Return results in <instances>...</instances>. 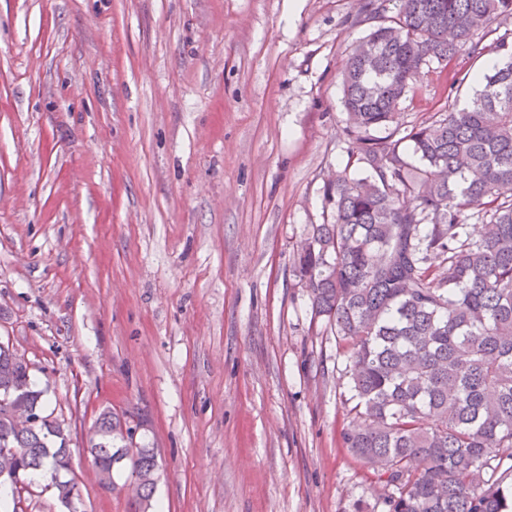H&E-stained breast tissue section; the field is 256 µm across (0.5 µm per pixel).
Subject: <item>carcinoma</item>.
I'll return each instance as SVG.
<instances>
[{"label":"carcinoma","instance_id":"obj_1","mask_svg":"<svg viewBox=\"0 0 512 512\" xmlns=\"http://www.w3.org/2000/svg\"><path fill=\"white\" fill-rule=\"evenodd\" d=\"M505 15L512 0H362L355 24L369 33L341 75L356 152L324 180L322 223L296 245L311 313L346 348L355 417L343 446L393 487L386 512H512V49L465 101L400 122L420 65L463 84L454 57L505 50ZM470 218L481 220L476 238ZM30 371L0 346V448L14 449L27 503L41 496L28 478L39 469L54 474L53 498L78 500L75 480L60 479L70 426L45 412ZM18 407L39 421H14ZM135 431L104 410L89 453L105 488L112 457L127 456L135 512H156L158 452Z\"/></svg>","mask_w":512,"mask_h":512}]
</instances>
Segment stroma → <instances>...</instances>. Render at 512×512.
<instances>
[{
  "instance_id": "obj_1",
  "label": "stroma",
  "mask_w": 512,
  "mask_h": 512,
  "mask_svg": "<svg viewBox=\"0 0 512 512\" xmlns=\"http://www.w3.org/2000/svg\"><path fill=\"white\" fill-rule=\"evenodd\" d=\"M359 0H0V339L69 422L84 512H133L85 448L137 424L168 512H383L344 448V348L294 251L347 164ZM401 106L428 119L445 81Z\"/></svg>"
}]
</instances>
